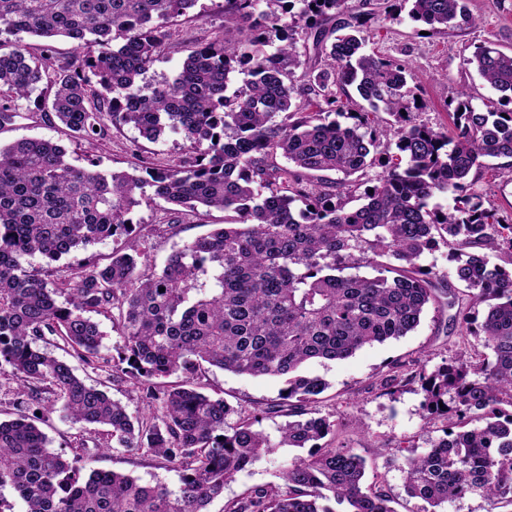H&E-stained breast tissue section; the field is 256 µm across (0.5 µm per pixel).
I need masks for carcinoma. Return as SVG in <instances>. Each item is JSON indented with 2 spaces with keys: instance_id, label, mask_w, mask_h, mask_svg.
Instances as JSON below:
<instances>
[{
  "instance_id": "carcinoma-1",
  "label": "carcinoma",
  "mask_w": 512,
  "mask_h": 512,
  "mask_svg": "<svg viewBox=\"0 0 512 512\" xmlns=\"http://www.w3.org/2000/svg\"><path fill=\"white\" fill-rule=\"evenodd\" d=\"M465 2L224 0L222 29L186 42L180 72L152 85L143 75L169 44L166 23L197 0H0V130L18 123V102L42 85L39 108L77 144L103 138L109 121L184 142L181 156L140 175L92 159L77 168L50 140L0 146V375L16 384L17 409L0 421V512H12L5 489L23 512H207L228 480L275 448L254 425L281 407L290 420L278 446L308 455L288 462L283 485L259 486L225 512H396L384 485H364L363 457L319 444L334 426L312 408L327 383L302 366L405 336L430 304L455 310L452 321L491 356L434 369L417 360L409 377L385 380L389 389L420 382L426 418L446 421L444 437L401 460L405 492L433 508L478 496L512 512V223L474 190L484 169L512 173V162L490 163L512 159V53L489 43L467 59L500 97L481 108L458 91L450 136L418 120L423 102L407 86V64L367 50L364 36L373 16L400 5L434 34L471 25ZM21 33L72 39L83 66L30 53ZM237 73L250 76L246 87L232 88ZM349 86L368 108L345 111L336 91ZM384 141L395 152L380 158ZM441 195L452 205L433 203ZM155 198L176 214L203 206L234 218L147 272L131 214ZM119 236L125 247L104 265L59 270L50 283L32 267L35 256L57 262ZM440 239L464 297L418 264ZM353 249L376 275L334 274V259ZM499 252L507 265L491 262ZM479 304L487 311L474 327L466 309ZM114 310L121 344L107 357L91 314ZM55 348L88 366L112 364L142 390L147 413L134 417L86 384ZM203 362L284 380L280 402L227 425L234 408L198 386ZM174 374L182 381L163 382ZM53 413L102 427L99 448L143 449L174 465L178 488L84 473L81 454L50 451L35 424Z\"/></svg>"
}]
</instances>
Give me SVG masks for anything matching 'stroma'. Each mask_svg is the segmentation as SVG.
Masks as SVG:
<instances>
[{
  "label": "stroma",
  "instance_id": "stroma-1",
  "mask_svg": "<svg viewBox=\"0 0 512 512\" xmlns=\"http://www.w3.org/2000/svg\"><path fill=\"white\" fill-rule=\"evenodd\" d=\"M467 5L480 20L477 27H456L433 36L422 35L420 26L404 16L370 23L369 49L408 62L426 102L419 118L436 128L449 125L446 105L459 88H469L484 101L498 98L466 63L475 47L490 41L502 51L512 52V0H467ZM223 20L224 0H197L190 14L172 19L171 47L150 67L146 81L171 79L186 56L184 39L208 40ZM20 110L23 117L17 126L0 131L1 144L24 137L48 139L65 145L70 160L79 166L94 158L100 160L103 170L130 173L135 167L177 157L182 151V141L175 135L167 133L151 142L129 125L110 126L106 138L78 145L68 141L60 123L42 116L34 100L21 101ZM475 189L483 196L486 207L494 208L498 216L512 222L511 179L485 171L477 175ZM133 220L148 265L159 269L173 251L205 234L210 225L223 223L224 213L213 210L203 215L175 217L168 204L160 201L137 207ZM450 316V311L428 308L418 328L405 337L363 347L344 360L320 359L306 367L309 375L321 377L328 384L315 404L320 415L335 423L333 432L323 439V446H344L362 456L367 477L378 478L389 489L396 512H427L425 501L407 496L404 474L396 460L424 453L432 441L442 437L445 424L439 419L425 421L424 393L419 383H408L389 395L383 381L391 375L394 364L417 357L425 358L433 368L455 360L472 361L483 355L480 341L473 336H460ZM75 368L86 383L105 390L125 405L129 413L143 409L142 393L131 382L80 362ZM198 381L205 392L224 397L228 404L241 410L263 408L278 401L283 386L282 380L276 378H250L206 364L198 373ZM43 430L51 450L64 458H72L74 448L84 445L89 468L123 472L146 483L161 482L172 488L179 484L173 465L139 451L96 447L91 431L59 416H52ZM307 454L304 448L274 449L228 481L223 496L210 504L209 512H224L226 502L248 495L255 487L281 485L283 464Z\"/></svg>",
  "mask_w": 512,
  "mask_h": 512
}]
</instances>
